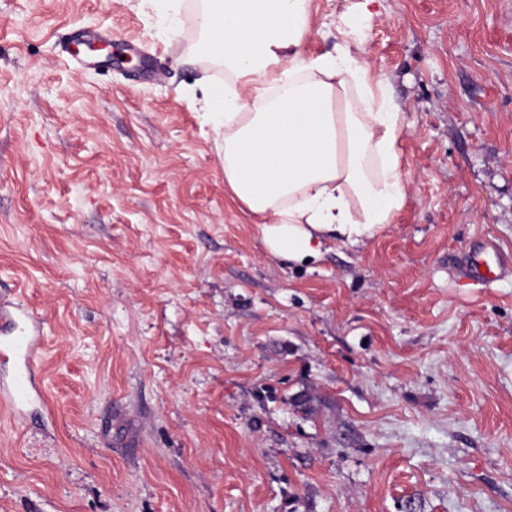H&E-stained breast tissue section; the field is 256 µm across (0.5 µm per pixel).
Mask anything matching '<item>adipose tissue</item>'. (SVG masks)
Here are the masks:
<instances>
[{"label":"adipose tissue","instance_id":"1","mask_svg":"<svg viewBox=\"0 0 512 512\" xmlns=\"http://www.w3.org/2000/svg\"><path fill=\"white\" fill-rule=\"evenodd\" d=\"M309 0H201L199 48L223 62L204 110L224 108V187L262 220L268 254L301 263L327 238L352 244L405 201L403 114L350 41L309 58Z\"/></svg>","mask_w":512,"mask_h":512}]
</instances>
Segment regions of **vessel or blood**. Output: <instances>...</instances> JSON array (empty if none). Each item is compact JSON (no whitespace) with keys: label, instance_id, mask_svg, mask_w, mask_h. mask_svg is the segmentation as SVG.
Masks as SVG:
<instances>
[{"label":"vessel or blood","instance_id":"vessel-or-blood-1","mask_svg":"<svg viewBox=\"0 0 512 512\" xmlns=\"http://www.w3.org/2000/svg\"><path fill=\"white\" fill-rule=\"evenodd\" d=\"M41 336V324L32 313L18 314L0 307V359L17 357L22 361V369L13 383L0 386L1 408L18 410L20 403L35 390Z\"/></svg>","mask_w":512,"mask_h":512}]
</instances>
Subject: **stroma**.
I'll return each mask as SVG.
<instances>
[{"label":"stroma","mask_w":512,"mask_h":512,"mask_svg":"<svg viewBox=\"0 0 512 512\" xmlns=\"http://www.w3.org/2000/svg\"><path fill=\"white\" fill-rule=\"evenodd\" d=\"M178 2L0 0V302L43 329L0 512H512V0H310L306 56L351 23L406 114V196L289 264L224 190Z\"/></svg>","instance_id":"1"}]
</instances>
